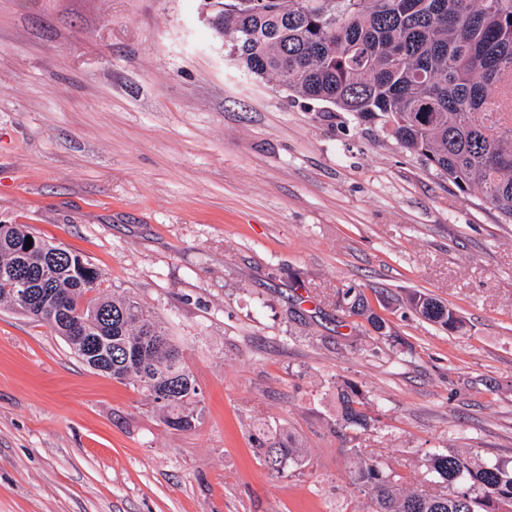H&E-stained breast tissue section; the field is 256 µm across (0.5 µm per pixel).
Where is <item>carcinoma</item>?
Wrapping results in <instances>:
<instances>
[{
    "instance_id": "1",
    "label": "carcinoma",
    "mask_w": 512,
    "mask_h": 512,
    "mask_svg": "<svg viewBox=\"0 0 512 512\" xmlns=\"http://www.w3.org/2000/svg\"><path fill=\"white\" fill-rule=\"evenodd\" d=\"M213 35L255 78L273 76L289 92L330 103L389 130L437 174L512 223V0H212ZM32 235L26 224H0V304L63 337L87 366H112L111 377L140 389L164 422L191 430L203 407L199 386L165 322L137 300L106 297L99 271L82 257ZM38 281L32 309L16 301L22 275ZM352 315L382 333L386 323L353 287L342 291ZM414 310L453 330L459 319L421 295ZM98 341L89 355L60 320ZM337 432L366 431L357 387H336ZM267 468L281 475L300 461L288 433L251 434ZM353 485L371 512H512V465L455 452L428 460L431 490L403 491L396 474L348 449Z\"/></svg>"
}]
</instances>
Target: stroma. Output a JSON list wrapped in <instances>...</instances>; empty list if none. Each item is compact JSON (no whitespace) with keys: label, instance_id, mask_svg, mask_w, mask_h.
<instances>
[{"label":"stroma","instance_id":"obj_1","mask_svg":"<svg viewBox=\"0 0 512 512\" xmlns=\"http://www.w3.org/2000/svg\"><path fill=\"white\" fill-rule=\"evenodd\" d=\"M203 0H0V224L167 322L201 389L180 431L0 306V512H370L355 444L419 489L451 449L512 461V224L377 125L225 59ZM359 287L378 335L339 304ZM453 309L448 330L413 294ZM286 427L273 476L249 438ZM336 392L341 408L340 415L336 419V432L347 436V431L358 433V431L368 430L371 427L372 418L359 408L364 405V402L357 387L337 386Z\"/></svg>","mask_w":512,"mask_h":512}]
</instances>
